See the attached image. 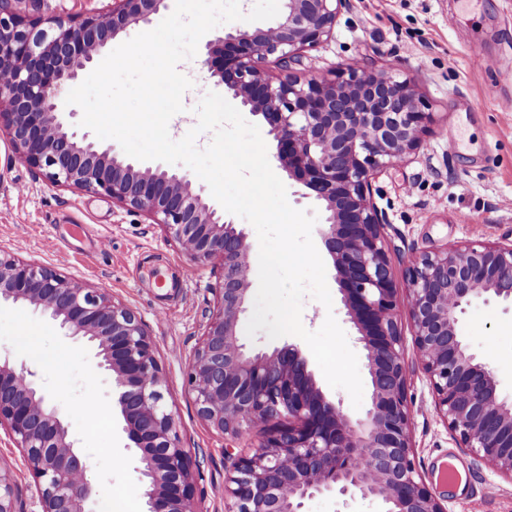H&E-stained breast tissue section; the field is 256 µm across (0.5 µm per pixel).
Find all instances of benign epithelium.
Returning a JSON list of instances; mask_svg holds the SVG:
<instances>
[{
  "label": "benign epithelium",
  "instance_id": "1",
  "mask_svg": "<svg viewBox=\"0 0 512 512\" xmlns=\"http://www.w3.org/2000/svg\"><path fill=\"white\" fill-rule=\"evenodd\" d=\"M43 0H0V104L15 158L56 186L103 192L163 225L196 265L220 264L217 307L187 376L202 418L239 437L266 436L224 475L234 512H304L315 496L376 497L384 512H447L416 469L408 399L411 370L400 312L410 317L418 365L434 407L464 448L512 480V400L459 332L476 300L512 308V243L447 244L423 250L407 271L405 294L392 278L384 224L371 198L373 174L403 162L433 121L397 69L350 64L300 79L284 68L329 36L346 0H284L267 28L240 26L208 40L201 64L240 106L260 116L288 176L322 205V240L347 316L365 350L370 408L352 417L317 386L295 345L249 352L238 323L252 265L247 234L195 189L185 173L127 161L68 126L61 89L90 71L108 42L148 24L168 0H112L105 12L44 19L22 10ZM28 305L67 336L92 346L112 373V408L139 454L145 512H198L189 449L165 393L155 346L137 314L102 289L48 267L0 256V304ZM35 371L0 356V428L32 473L36 512H93L88 467ZM0 512H17L15 476L0 464Z\"/></svg>",
  "mask_w": 512,
  "mask_h": 512
}]
</instances>
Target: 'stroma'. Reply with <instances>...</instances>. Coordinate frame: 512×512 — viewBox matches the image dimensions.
I'll return each mask as SVG.
<instances>
[{"label":"stroma","mask_w":512,"mask_h":512,"mask_svg":"<svg viewBox=\"0 0 512 512\" xmlns=\"http://www.w3.org/2000/svg\"><path fill=\"white\" fill-rule=\"evenodd\" d=\"M389 61L433 114L416 152L371 182L372 200L387 226L394 282L402 289L414 252L454 242H512V112L503 109L512 102V0H474L469 9L462 0H347L328 39L301 52L292 71L304 78L354 62L377 70ZM177 69L192 86L183 111L169 122L175 140L197 125L196 108L205 94L224 91L197 59L181 61ZM452 140L458 150H449ZM10 154L9 134L1 130L0 254L105 289L141 318L167 381L179 435L196 457L199 512H230L224 498L228 458L247 453L265 433L235 439L216 431L199 416L187 389V371L218 299V264L191 266L165 228L145 214L102 194L54 186ZM187 266L193 269L188 279ZM328 287L332 308L305 297L303 326L317 330L334 314L350 348L361 352L336 282ZM460 333L492 370L500 395L511 399L512 311L473 302ZM0 354L36 371L39 389L79 441L96 501L118 508L127 500L143 512L140 463L122 417L115 413L103 422L84 411L90 404H112V378L98 367L93 349L83 339L63 336L40 311L4 304ZM408 396L417 471L448 512H512V481L459 447L435 412L421 370H414ZM1 462L15 472L18 512H31L34 479L6 438L0 440ZM449 465L458 478L438 482Z\"/></svg>","instance_id":"35a3bbf8"}]
</instances>
